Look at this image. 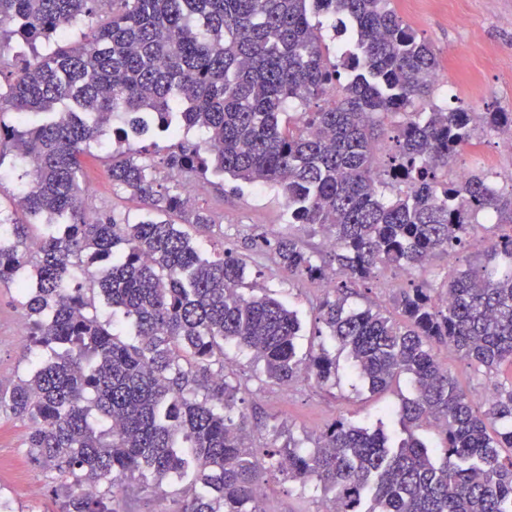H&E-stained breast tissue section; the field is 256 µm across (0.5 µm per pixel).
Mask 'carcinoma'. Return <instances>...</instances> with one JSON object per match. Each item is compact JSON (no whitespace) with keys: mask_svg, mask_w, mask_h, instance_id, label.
<instances>
[{"mask_svg":"<svg viewBox=\"0 0 512 512\" xmlns=\"http://www.w3.org/2000/svg\"><path fill=\"white\" fill-rule=\"evenodd\" d=\"M96 2L0 0V50L18 38L34 52L0 91L20 119L0 124V144L22 165L32 218L0 216V282L16 283L35 354L0 384V408L28 423L33 463L69 478L53 490L58 512H118L116 488L136 474L141 493L185 484L169 512H265L264 475L315 481L328 512H512V452L501 453L512 449V378L478 408L436 356L446 345L489 377L512 368V233L484 237L486 263L448 274L442 293L399 289L394 316L346 306L349 286L380 270L409 274L469 244L479 218L512 223V184L496 173L445 179L477 131L511 134L512 113L437 105L439 60L391 0H118L110 21L67 43ZM313 7L349 23L337 61ZM30 114L49 119L30 125ZM144 115L170 136L207 132L167 156L184 179L211 169L278 188L288 223L327 235L329 258L288 236L274 263L334 276L318 320L371 392L409 379L412 397L393 410L405 436L337 421L311 451L291 436L260 456L245 445L225 345L280 387L326 385L336 359L322 343L298 353L297 311L247 286L244 258L201 254L181 225L206 232L214 220L136 154L112 157V183L146 214L89 216L81 156ZM106 308L121 311L132 340ZM424 424L440 450L414 435Z\"/></svg>","mask_w":512,"mask_h":512,"instance_id":"obj_1","label":"carcinoma"}]
</instances>
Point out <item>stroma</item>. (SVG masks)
<instances>
[{
	"mask_svg": "<svg viewBox=\"0 0 512 512\" xmlns=\"http://www.w3.org/2000/svg\"><path fill=\"white\" fill-rule=\"evenodd\" d=\"M392 6L405 22L433 47L442 72L448 74L451 88H436L438 104L448 107L471 106L482 112H512V0H392ZM499 134L477 133L464 147L460 162L476 163L498 173L501 184L512 183V153L500 151ZM168 141L148 132L117 145L105 136L82 158L81 179L88 188L87 207L100 215L138 219L142 203L113 186L104 157L128 148L140 152L143 160L156 164L159 178H166L164 164ZM193 199L208 211L216 225L211 232L194 234L193 240L208 257L224 251L246 255L248 278L256 287L269 289L274 297L297 310L303 331L298 341L307 349L314 340L318 323L309 301L320 295L319 282L300 280L276 269L267 249L252 247L251 237L269 241L288 235L301 238L314 252H324V235L299 224L289 223L285 199L278 189L241 185L212 173L193 182ZM477 249L465 247L454 253L434 255L424 269L405 274L383 270L377 286L355 287L347 305L372 306L393 313L392 296L409 283L439 286L449 270L463 271L478 265ZM16 292L10 284H0V382L24 371L33 355L27 350L24 320L16 305ZM338 364L335 386H320L304 380L288 388L261 382V366L252 356L229 350L228 357L238 379L247 388L240 409L245 416L248 442L256 452L283 446L288 439L300 440L313 449L325 428L339 418L370 428L384 425L398 429L397 419L383 420L384 411L397 407L409 395L408 381L398 388L373 394L357 385L347 368L346 356L337 345H329ZM458 385L476 405H483L493 381L475 372L466 362L450 354L447 347L436 351ZM26 427L8 409H0V494L8 498L15 512H53L51 486L41 470L28 458L24 443ZM328 502L314 484L300 485L285 476L265 485V512H327Z\"/></svg>",
	"mask_w": 512,
	"mask_h": 512,
	"instance_id": "obj_1",
	"label": "stroma"
}]
</instances>
